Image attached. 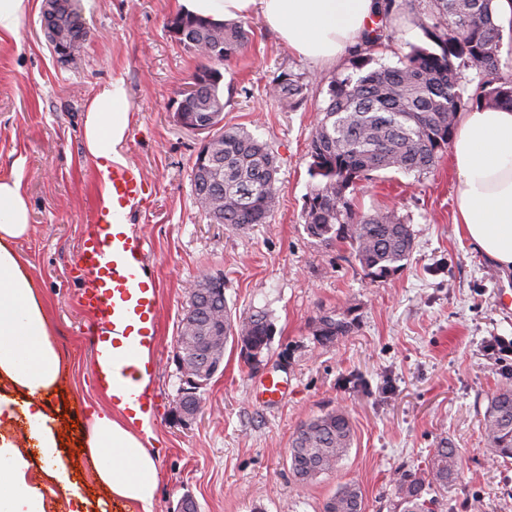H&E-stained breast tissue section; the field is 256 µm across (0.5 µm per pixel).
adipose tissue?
<instances>
[{
  "mask_svg": "<svg viewBox=\"0 0 512 512\" xmlns=\"http://www.w3.org/2000/svg\"><path fill=\"white\" fill-rule=\"evenodd\" d=\"M185 11L221 23L260 14L299 55L317 64L336 60L363 40L374 0H178ZM130 101L122 80L101 85L87 104L83 137L99 171L123 162ZM457 173L456 223L480 252L512 270V109L464 112L451 144ZM29 206L17 177L0 178V427L23 416L49 457H59L56 420L43 400L53 391L61 355L49 313L16 243L29 232ZM83 452L97 483L112 497L153 512L158 486L155 457L110 411L85 422ZM27 462L0 434V512H43L42 496L25 476Z\"/></svg>",
  "mask_w": 512,
  "mask_h": 512,
  "instance_id": "adipose-tissue-1",
  "label": "adipose tissue"
}]
</instances>
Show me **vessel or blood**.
<instances>
[{
    "label": "vessel or blood",
    "mask_w": 512,
    "mask_h": 512,
    "mask_svg": "<svg viewBox=\"0 0 512 512\" xmlns=\"http://www.w3.org/2000/svg\"><path fill=\"white\" fill-rule=\"evenodd\" d=\"M108 182L112 204L97 206L94 226L79 245L78 263L91 281L80 305L91 315L92 377L138 429L157 407L159 286L145 271L142 238L128 234L124 221L129 209L146 203L148 183L130 162L113 165Z\"/></svg>",
    "instance_id": "b4317fda"
}]
</instances>
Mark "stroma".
I'll list each match as a JSON object with an SVG mask.
<instances>
[{"instance_id": "1", "label": "stroma", "mask_w": 512, "mask_h": 512, "mask_svg": "<svg viewBox=\"0 0 512 512\" xmlns=\"http://www.w3.org/2000/svg\"><path fill=\"white\" fill-rule=\"evenodd\" d=\"M43 4L30 0L18 34L0 38V177L20 176L30 209L17 249L62 354L66 375L47 402L64 434L65 475L79 489L81 512H138L107 497L80 449L88 414L111 405L90 375L77 250L99 185L83 146L85 107L113 79L124 81L130 100L124 157L143 170L152 194L151 206L130 221L145 241L146 271L160 284L159 407L146 442L158 463L154 512H174L187 494L198 512H321L347 482L361 487L364 512H392L400 475L425 468L444 443L458 450L457 473L439 492L444 512H512V460L495 457L482 431L492 393L512 383V372L484 352L494 337L512 339V306L497 301L499 292L512 295V274L502 275L456 224L450 155L422 175L379 172L355 191L356 209L393 210L414 234L405 268L371 281L345 244L311 237L303 218L308 144L328 103L326 80L348 60L315 66L252 15L250 45L223 69L233 88L224 123L271 145L279 202L265 224L235 230L212 223L193 186L204 136L180 126L172 109L205 63L167 29L177 0H79L89 35L74 64L51 50ZM389 32L374 55L390 66L424 41L406 12L393 17ZM288 70L313 78L297 108L270 93ZM203 275L223 279L235 317L267 312L274 331L254 363L227 344L221 371L197 392L201 412L185 420L175 353L188 292ZM326 313L351 321L349 334L319 341L316 323ZM271 376L282 380L285 396L270 404L261 384ZM338 408L353 428L348 455L336 470L297 481L289 452L297 428ZM10 431L44 512H69L27 426L16 421Z\"/></svg>"}]
</instances>
